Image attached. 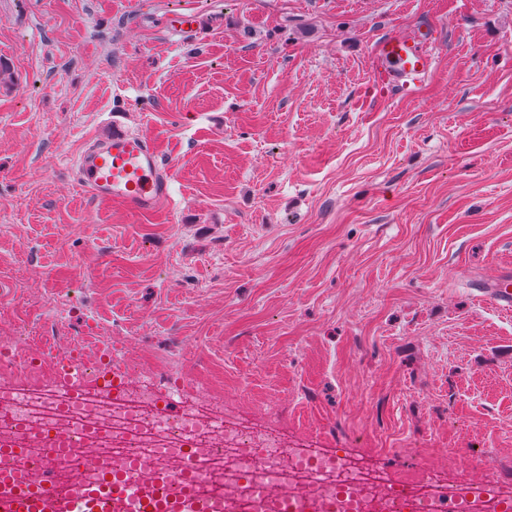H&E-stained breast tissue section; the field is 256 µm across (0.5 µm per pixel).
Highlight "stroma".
Instances as JSON below:
<instances>
[{
	"label": "stroma",
	"instance_id": "1",
	"mask_svg": "<svg viewBox=\"0 0 512 512\" xmlns=\"http://www.w3.org/2000/svg\"><path fill=\"white\" fill-rule=\"evenodd\" d=\"M193 14L177 43L160 18ZM433 35L411 94L372 80ZM151 137L135 216L73 163ZM512 0H0V313L62 346L180 359L226 409L376 468L471 460L512 488ZM433 40L426 34L392 35L377 49L375 76L401 91H412L434 69Z\"/></svg>",
	"mask_w": 512,
	"mask_h": 512
}]
</instances>
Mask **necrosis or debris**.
Instances as JSON below:
<instances>
[{
  "instance_id": "necrosis-or-debris-1",
  "label": "necrosis or debris",
  "mask_w": 512,
  "mask_h": 512,
  "mask_svg": "<svg viewBox=\"0 0 512 512\" xmlns=\"http://www.w3.org/2000/svg\"><path fill=\"white\" fill-rule=\"evenodd\" d=\"M53 336H23L0 327V446L28 452L26 479L55 464L70 485L125 475L152 484L168 473L223 497L224 512H242L247 491L275 487L285 498L277 512H313L327 502L332 512H400L401 500L417 512H467L469 460L394 474H371L364 461L321 448L290 446L268 425L245 424L225 409L223 393L181 383L170 365L114 359L111 345L80 347L83 375L78 393L52 385ZM115 364L120 389L104 376ZM64 439L49 446L46 432Z\"/></svg>"
}]
</instances>
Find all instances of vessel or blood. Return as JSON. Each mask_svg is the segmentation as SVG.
<instances>
[{
	"instance_id": "vessel-or-blood-1",
	"label": "vessel or blood",
	"mask_w": 512,
	"mask_h": 512,
	"mask_svg": "<svg viewBox=\"0 0 512 512\" xmlns=\"http://www.w3.org/2000/svg\"><path fill=\"white\" fill-rule=\"evenodd\" d=\"M432 43L423 33L387 37L377 49L378 78L411 91L434 69ZM73 175L90 197L118 201L137 215L155 213L170 199L168 168L151 141L136 133L119 132L88 144L75 160ZM166 482L169 490L162 497L127 477L70 486L49 465L36 488L0 484V512H211V498L184 492L181 477L170 475Z\"/></svg>"
}]
</instances>
